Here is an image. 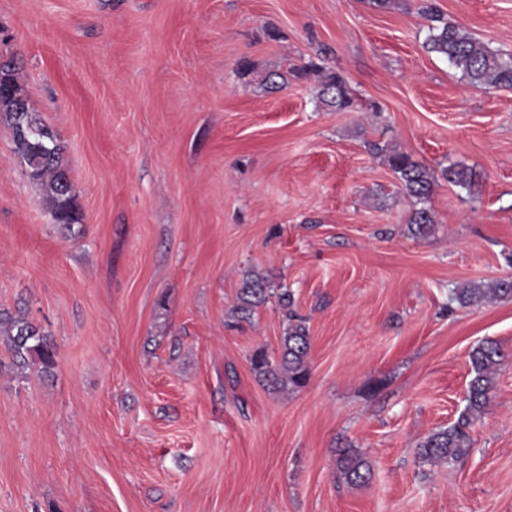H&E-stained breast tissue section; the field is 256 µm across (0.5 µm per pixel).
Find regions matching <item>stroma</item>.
Returning <instances> with one entry per match:
<instances>
[{"mask_svg":"<svg viewBox=\"0 0 512 512\" xmlns=\"http://www.w3.org/2000/svg\"><path fill=\"white\" fill-rule=\"evenodd\" d=\"M512 52V0H435ZM417 6L366 0H0V58L57 133L80 222L55 223L0 119V313L49 336V373L0 337V512H512V90L470 87L427 52ZM316 65L354 99L317 98ZM289 72L286 87L264 78ZM372 142L438 170L431 234ZM289 290L310 336L284 394L275 302L239 321L246 281ZM505 358L450 465L419 456L455 423L469 354ZM357 449L370 481L347 484ZM435 220L430 209L420 207L412 210L408 219L409 231L418 236H425L432 231ZM457 299L464 305H483L512 299V278L499 279L487 285L474 284L461 288ZM337 468L350 485L366 483L370 478V468L360 452L354 448H342L336 459Z\"/></svg>","mask_w":512,"mask_h":512,"instance_id":"stroma-1","label":"stroma"}]
</instances>
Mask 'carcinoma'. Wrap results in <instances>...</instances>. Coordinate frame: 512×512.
<instances>
[{"mask_svg":"<svg viewBox=\"0 0 512 512\" xmlns=\"http://www.w3.org/2000/svg\"><path fill=\"white\" fill-rule=\"evenodd\" d=\"M420 11L430 22L426 41L429 52L446 58L460 71L462 79L472 86L512 89V53L494 51L482 40L449 22L432 0H423ZM0 74L3 75L0 79V117H5L12 129L14 152L27 167L29 178L42 188L54 222L65 225L77 223L63 146L40 117L30 111L28 102L15 103L14 93L22 90L17 63L10 61ZM318 97L321 103L337 111L354 106L346 80L338 72L322 76L318 83ZM371 149L384 156L407 196L419 203L428 200L440 179L468 189L477 181L473 170L459 164L451 163L437 172L414 161L394 145L374 143ZM434 223L431 210L420 207L412 210L408 229L414 235L425 236L432 231ZM270 296L264 279L256 277L241 289L239 310L249 315ZM457 299L469 306L511 300L512 278L464 287L458 291ZM277 304L289 320L279 355L273 357L261 347L251 354L250 365L259 380L268 387L277 391L296 390L303 387L309 378L310 338L306 326L292 309L293 300L288 291L277 294ZM0 336L7 337L13 364L31 366L39 363L45 371L55 365L52 342L25 316L0 318ZM469 358L474 376L469 383L465 411L456 423L429 434L420 444V455L433 464H450L468 454L471 448L468 428L481 417L489 403L494 376L504 355L495 342L484 341L473 348ZM336 464L350 485L364 484L370 478L366 460L354 448L340 449Z\"/></svg>","mask_w":512,"mask_h":512,"instance_id":"obj_1","label":"carcinoma"}]
</instances>
